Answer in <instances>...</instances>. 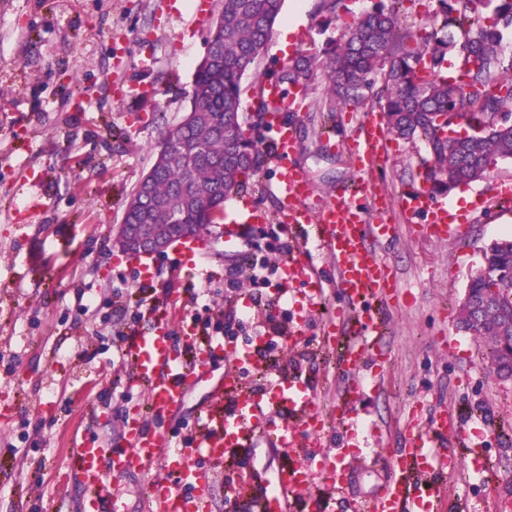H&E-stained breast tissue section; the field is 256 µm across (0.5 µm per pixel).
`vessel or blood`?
<instances>
[{
	"instance_id": "1",
	"label": "vessel or blood",
	"mask_w": 512,
	"mask_h": 512,
	"mask_svg": "<svg viewBox=\"0 0 512 512\" xmlns=\"http://www.w3.org/2000/svg\"><path fill=\"white\" fill-rule=\"evenodd\" d=\"M269 122L279 169L277 190L284 202L275 219L294 227H319L325 253L336 266V286L347 299L345 307L325 322L323 333L331 336L338 326H346L349 343L337 366L353 381L359 371L377 364L370 348L376 344L381 326L372 305L392 299L397 288L390 265L372 253L367 241L390 240L397 227L387 223L380 197H371L364 205L339 192L318 207H310V179L290 164L298 148L293 131L279 115H270ZM362 127V139L346 144L345 151L356 170L365 172L379 164L388 140L375 116H367ZM403 210L409 216L427 213L432 237L444 239L455 231L457 217L447 200L438 199L430 190L411 192L403 201ZM271 219L252 200H243L233 213L224 216L225 248H236L245 229ZM294 248L296 259L280 267L277 294L286 296L292 283L302 282L307 286L302 303L311 309L319 307L325 286L307 259L309 242L297 240ZM181 252L176 277L191 283L203 278L193 246L183 245ZM148 316L153 321L150 331L131 336L124 344L133 380L146 395L147 415L127 419L128 448L111 461H104L100 448H80L73 457L72 471L80 476L87 492V512H125L116 477L134 467L153 465L168 447L174 450V463L168 476L151 480L147 487L150 512H205L217 467L235 451L256 447L262 441L288 449L291 461L269 474L251 466L238 468L225 481L226 498L246 503L253 512H326L328 501L347 487L358 455L351 448L327 447L317 391L303 368L275 369L253 343L230 342L220 336L200 340L198 327L186 319L175 332L184 353L176 355L171 342L175 333L168 326L170 311L156 306ZM218 355L225 358L224 378L210 409L198 419L193 443H176L148 428L146 416H172L187 391L202 379L206 364ZM252 367L265 376L257 389L243 379L244 370ZM481 457L475 436L464 432L454 410H440L427 423L411 419L403 446L390 465L384 492L368 501L364 512H442L444 493L436 485V477L456 474L465 460Z\"/></svg>"
}]
</instances>
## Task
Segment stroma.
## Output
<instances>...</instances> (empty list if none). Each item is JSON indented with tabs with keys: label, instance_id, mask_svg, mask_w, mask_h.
Returning a JSON list of instances; mask_svg holds the SVG:
<instances>
[{
	"label": "stroma",
	"instance_id": "stroma-1",
	"mask_svg": "<svg viewBox=\"0 0 512 512\" xmlns=\"http://www.w3.org/2000/svg\"><path fill=\"white\" fill-rule=\"evenodd\" d=\"M374 3L343 0L333 15L320 10V0H307L288 49L270 37L258 71L278 68L288 51L322 48ZM194 4L0 0V512H83L84 487L74 479L60 483V473L79 444L125 448V420L145 402L130 385L119 338L151 323L131 318L141 280L113 239L128 195L190 109L209 29ZM132 85L142 95L129 94ZM324 95L323 81H316L303 109L281 115L300 128L291 164L311 179L310 206L359 183L390 196L389 218L400 227L395 240L372 245L391 265L399 292L383 309L382 376L364 373L353 398L345 397L347 383L332 367L335 350L321 347L323 312L337 309L344 295L320 247L311 246L308 258L327 283L322 308L279 302L302 334L297 349L276 346L272 366H309L319 380L328 446L353 445L362 455L328 512H352V503L383 490L405 418L417 405L428 419L444 406L462 409L467 429L482 434L484 454L501 464L489 481L465 471L445 478L448 501L463 495L473 512H512V377L493 374L477 340L457 326L458 305L485 264V250L512 237V219L494 211L499 183L512 179V160L463 186L469 201L458 234L435 240L425 230L427 214L408 220L398 206L403 193L426 183V143L390 136L385 161L358 172L340 145L356 138L367 108L342 109L331 128L316 110ZM38 189L47 195L44 209L21 222L17 208ZM478 194L484 205H472ZM290 238L273 221L247 228L235 251L213 239L200 255L213 275L191 286L173 277L177 256L166 251L156 259L150 298L202 316L224 310L221 292L229 282H237L239 298L259 297L260 288L240 277L245 253L268 255L278 265L288 257L280 245ZM223 375V360L212 362L174 420L195 424ZM341 401L344 425L329 416ZM165 474L159 463L120 477L126 512H146V487Z\"/></svg>",
	"mask_w": 512,
	"mask_h": 512
}]
</instances>
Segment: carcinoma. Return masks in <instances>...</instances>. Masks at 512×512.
<instances>
[{
    "label": "carcinoma",
    "mask_w": 512,
    "mask_h": 512,
    "mask_svg": "<svg viewBox=\"0 0 512 512\" xmlns=\"http://www.w3.org/2000/svg\"><path fill=\"white\" fill-rule=\"evenodd\" d=\"M398 0H377L371 11L314 54L295 52L278 69L256 76V120L240 114L241 78L262 56L284 0H219L210 22V49L196 69L190 114L169 131L150 170L130 196L147 191L123 223L148 224L174 236L182 226L201 232L224 209V199L247 185L268 156V141L254 134L268 104L264 85L275 80L309 88L325 80L317 111L331 122L336 112L367 101L384 113L402 138L428 144L432 189L451 191L484 178L498 161L512 159V67L498 74L503 31L512 28V0H437L431 31L404 24ZM419 41L415 51L407 42ZM457 76L441 74L448 55ZM481 303L474 317L458 312L461 329L477 336L498 376L501 337L512 332V239L485 251V268L468 286Z\"/></svg>",
    "instance_id": "obj_1"
}]
</instances>
